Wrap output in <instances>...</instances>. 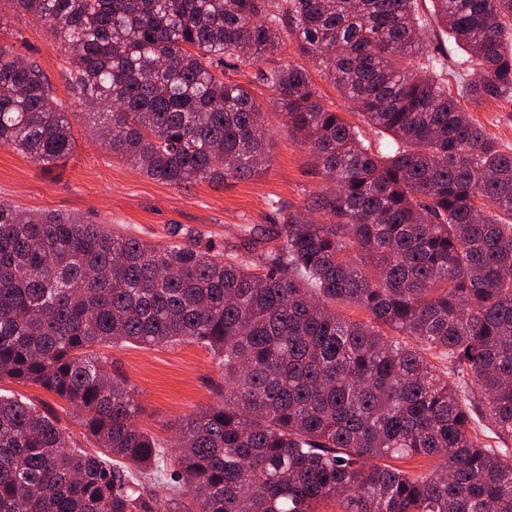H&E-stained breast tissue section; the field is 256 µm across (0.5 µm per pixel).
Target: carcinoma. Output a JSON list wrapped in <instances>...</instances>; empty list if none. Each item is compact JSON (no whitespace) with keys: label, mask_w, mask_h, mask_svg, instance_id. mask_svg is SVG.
I'll list each match as a JSON object with an SVG mask.
<instances>
[{"label":"carcinoma","mask_w":512,"mask_h":512,"mask_svg":"<svg viewBox=\"0 0 512 512\" xmlns=\"http://www.w3.org/2000/svg\"><path fill=\"white\" fill-rule=\"evenodd\" d=\"M9 2L55 31L70 89L107 109L97 137L148 178L268 170L267 113L224 78L252 60L271 64L259 79L329 186L270 200L261 250L251 227L238 245L183 228L153 245L0 200V377L71 404L93 445L0 394V512H156L149 471L190 512H512V453L470 414L480 398L512 439V152L467 110L512 99V0ZM287 35L389 151L322 102L306 66L274 64ZM4 146L46 166L75 140L39 65L0 43ZM131 342L202 344L222 370L224 402L181 421L173 454L96 351ZM415 457L439 463H388Z\"/></svg>","instance_id":"obj_1"}]
</instances>
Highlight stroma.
Wrapping results in <instances>:
<instances>
[{"mask_svg":"<svg viewBox=\"0 0 512 512\" xmlns=\"http://www.w3.org/2000/svg\"><path fill=\"white\" fill-rule=\"evenodd\" d=\"M0 41L35 61L47 75L56 96L71 113L76 146L64 160L42 167L9 147H0V200L30 211L56 210L82 214L99 224H119L124 231L154 244L168 240L173 227H192L203 240L234 242L243 225L270 228L268 199L304 201L326 187L314 173L309 152L283 125L274 92L258 78V63L245 62L233 79L250 84L274 130L268 173L236 179L215 187L198 183L177 189L156 182L112 155L92 132L88 115L70 90L68 65L49 25L13 11L0 0ZM474 120L504 148L512 150V103H474ZM114 373L135 386L140 424L170 441L178 423L198 408L222 398L221 370L211 352L198 344L144 347L126 343L104 351ZM0 392L16 395L56 417L76 441L84 430L67 402L38 385L0 378Z\"/></svg>","mask_w":512,"mask_h":512,"instance_id":"35a3bbf8","label":"stroma"}]
</instances>
